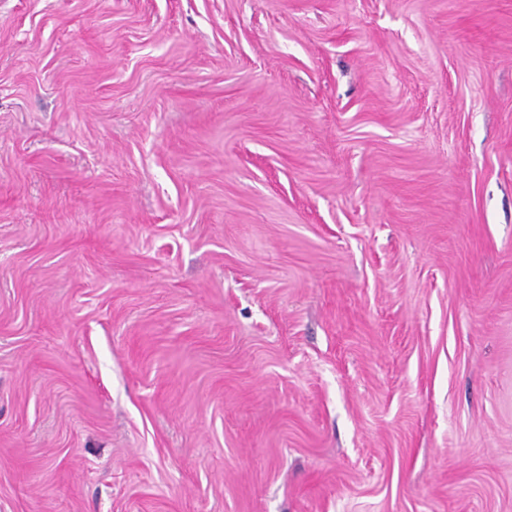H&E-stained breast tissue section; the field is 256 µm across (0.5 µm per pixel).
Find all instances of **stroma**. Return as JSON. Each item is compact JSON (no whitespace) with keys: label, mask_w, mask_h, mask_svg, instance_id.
<instances>
[{"label":"stroma","mask_w":512,"mask_h":512,"mask_svg":"<svg viewBox=\"0 0 512 512\" xmlns=\"http://www.w3.org/2000/svg\"><path fill=\"white\" fill-rule=\"evenodd\" d=\"M0 512H512V0H0Z\"/></svg>","instance_id":"1"}]
</instances>
